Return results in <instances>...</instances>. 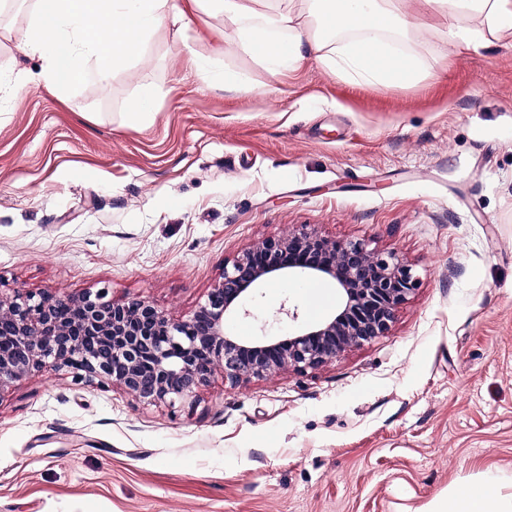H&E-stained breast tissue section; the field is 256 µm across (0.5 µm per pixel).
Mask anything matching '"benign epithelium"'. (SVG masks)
Returning a JSON list of instances; mask_svg holds the SVG:
<instances>
[{
  "label": "benign epithelium",
  "instance_id": "7a95c632",
  "mask_svg": "<svg viewBox=\"0 0 512 512\" xmlns=\"http://www.w3.org/2000/svg\"><path fill=\"white\" fill-rule=\"evenodd\" d=\"M283 276L333 280L338 308L288 336L226 332L242 294ZM416 286L412 268L396 255L303 229L268 239L224 267L222 281L186 321L171 320L145 300L112 301L104 291L0 297V391L32 372L66 369L136 401L173 407L218 369L238 383L285 367L317 368L384 336Z\"/></svg>",
  "mask_w": 512,
  "mask_h": 512
}]
</instances>
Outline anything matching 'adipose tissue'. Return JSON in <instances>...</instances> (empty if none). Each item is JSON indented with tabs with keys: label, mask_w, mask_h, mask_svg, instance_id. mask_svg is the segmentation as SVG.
<instances>
[{
	"label": "adipose tissue",
	"mask_w": 512,
	"mask_h": 512,
	"mask_svg": "<svg viewBox=\"0 0 512 512\" xmlns=\"http://www.w3.org/2000/svg\"><path fill=\"white\" fill-rule=\"evenodd\" d=\"M202 4L223 16L225 40L264 69L310 59L363 84L422 77L428 32L459 56L512 44V0H33L20 49L42 65L17 70L12 88L35 81L64 93L91 74L108 80L143 57L153 33ZM439 512H512V495L489 478L456 487Z\"/></svg>",
	"instance_id": "obj_1"
}]
</instances>
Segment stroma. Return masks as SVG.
Instances as JSON below:
<instances>
[{"label": "stroma", "instance_id": "1", "mask_svg": "<svg viewBox=\"0 0 512 512\" xmlns=\"http://www.w3.org/2000/svg\"><path fill=\"white\" fill-rule=\"evenodd\" d=\"M27 18L0 5V83ZM195 11L144 61L58 95L0 93V295L108 289L190 319L226 264L286 230L366 241L418 286L387 335L317 369L175 406L68 371L0 392V512H430L495 476L512 493V45L422 60L436 78L360 86L312 62L270 73ZM192 44L257 92L206 86ZM159 94L128 127L137 89ZM334 282L273 279L227 323L292 333Z\"/></svg>", "mask_w": 512, "mask_h": 512}]
</instances>
